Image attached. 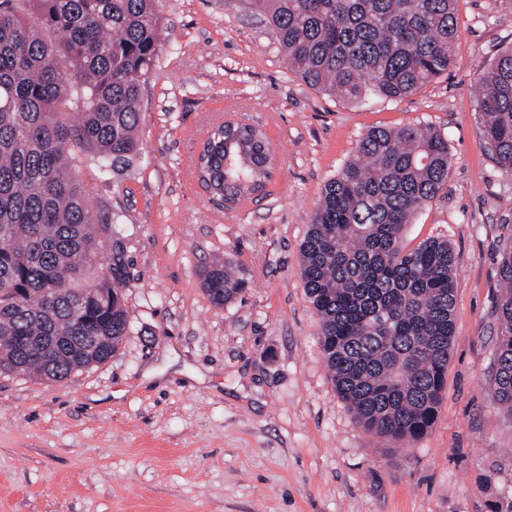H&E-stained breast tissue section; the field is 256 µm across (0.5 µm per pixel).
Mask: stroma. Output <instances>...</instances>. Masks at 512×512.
I'll list each match as a JSON object with an SVG mask.
<instances>
[{
  "label": "stroma",
  "mask_w": 512,
  "mask_h": 512,
  "mask_svg": "<svg viewBox=\"0 0 512 512\" xmlns=\"http://www.w3.org/2000/svg\"><path fill=\"white\" fill-rule=\"evenodd\" d=\"M166 42L142 87L139 150L120 174L72 172L120 251L130 330L65 380L0 372V512H490L512 502V413L492 397L512 245V171L490 157L480 72L512 45V0H457L440 78L397 101H336L285 63L240 0H153ZM262 127L276 148L264 197L227 210L192 178L193 130ZM447 136L448 183L403 240H448L455 326L436 420L403 441L361 427L338 395L301 246L327 181L373 127ZM120 224H113V217ZM247 281L211 303L203 272Z\"/></svg>",
  "instance_id": "obj_1"
}]
</instances>
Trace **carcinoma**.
<instances>
[{
    "label": "carcinoma",
    "instance_id": "cac0c4a2",
    "mask_svg": "<svg viewBox=\"0 0 512 512\" xmlns=\"http://www.w3.org/2000/svg\"><path fill=\"white\" fill-rule=\"evenodd\" d=\"M0 0V371L60 381L112 357L129 331L119 285L98 272L100 242L71 172L77 151L120 173L137 152L141 84L164 38L152 0ZM271 29L289 66L340 102L415 94L452 65L455 0H241ZM76 125L61 117L71 100ZM478 112L492 158L512 170V46L482 74ZM271 143L226 121L202 143L200 183L233 202L262 191ZM448 139L429 127L375 128L324 186L300 276L320 320L338 395L364 428L400 440L434 423L448 370L455 256L430 238L405 249L403 227L448 183ZM488 371L512 413V249ZM247 282L229 265L204 274L212 303ZM22 292L30 307L14 305Z\"/></svg>",
    "mask_w": 512,
    "mask_h": 512
}]
</instances>
